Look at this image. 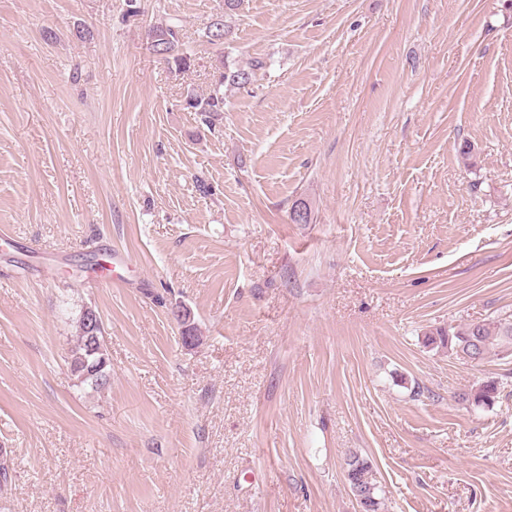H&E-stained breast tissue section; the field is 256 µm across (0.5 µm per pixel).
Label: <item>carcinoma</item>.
I'll use <instances>...</instances> for the list:
<instances>
[{
    "instance_id": "1",
    "label": "carcinoma",
    "mask_w": 512,
    "mask_h": 512,
    "mask_svg": "<svg viewBox=\"0 0 512 512\" xmlns=\"http://www.w3.org/2000/svg\"><path fill=\"white\" fill-rule=\"evenodd\" d=\"M211 41L221 42L229 35L224 16L214 17L207 26ZM152 35L159 38L158 48L166 61H172L180 68L190 66V58L182 51L180 27L176 24L161 25L153 28ZM252 73L245 69H224L210 92L203 96H190L185 100V108L201 115L207 124H213L224 114V91L222 87L243 88L250 83ZM424 343L428 347L448 350V354L457 359L473 354L482 362L491 357L503 358L512 353V320L494 318L488 321L436 327L425 334ZM108 357L103 336L102 322L90 323L89 310L81 311L78 320V333L71 350V368L82 382L97 389L106 387L110 382L107 370ZM501 384L496 380L476 383L457 393L460 403L476 408L494 405L499 399ZM344 479L361 512H385V496L377 472L372 462L358 453L350 455L344 470Z\"/></svg>"
}]
</instances>
